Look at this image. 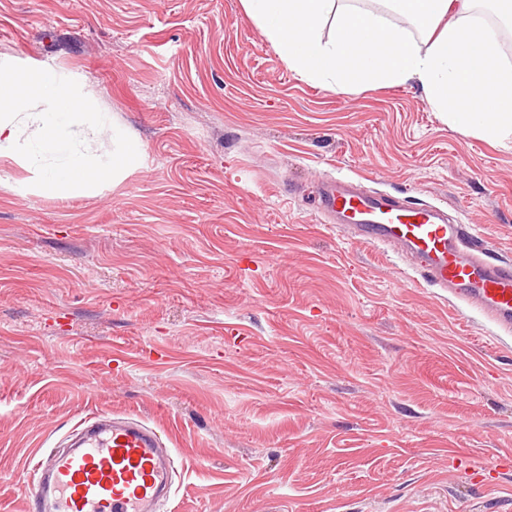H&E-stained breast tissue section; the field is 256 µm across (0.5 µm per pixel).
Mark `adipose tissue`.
I'll return each instance as SVG.
<instances>
[{"label": "adipose tissue", "mask_w": 512, "mask_h": 512, "mask_svg": "<svg viewBox=\"0 0 512 512\" xmlns=\"http://www.w3.org/2000/svg\"><path fill=\"white\" fill-rule=\"evenodd\" d=\"M242 3L303 79L333 91L413 81L453 130L512 142V63L477 13L482 7L512 24V0Z\"/></svg>", "instance_id": "1"}]
</instances>
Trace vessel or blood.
<instances>
[{
  "label": "vessel or blood",
  "mask_w": 512,
  "mask_h": 512,
  "mask_svg": "<svg viewBox=\"0 0 512 512\" xmlns=\"http://www.w3.org/2000/svg\"><path fill=\"white\" fill-rule=\"evenodd\" d=\"M317 207L363 242L396 248L427 283L476 304L500 333L512 334V262L488 261L469 246L470 225L336 177L321 182ZM32 477L29 512H159L173 488L159 431L109 414L85 419L76 443L38 459Z\"/></svg>",
  "instance_id": "vessel-or-blood-1"
}]
</instances>
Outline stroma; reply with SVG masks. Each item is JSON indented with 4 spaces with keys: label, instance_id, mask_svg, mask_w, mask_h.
<instances>
[{
    "label": "stroma",
    "instance_id": "stroma-1",
    "mask_svg": "<svg viewBox=\"0 0 512 512\" xmlns=\"http://www.w3.org/2000/svg\"><path fill=\"white\" fill-rule=\"evenodd\" d=\"M9 58L146 159L49 197L0 157V512L99 413L160 431L170 512H512V336L313 203L355 178L512 260V143L300 78L241 0H0Z\"/></svg>",
    "mask_w": 512,
    "mask_h": 512
}]
</instances>
